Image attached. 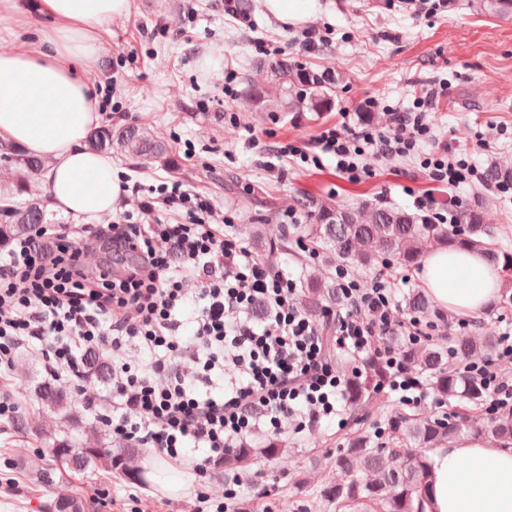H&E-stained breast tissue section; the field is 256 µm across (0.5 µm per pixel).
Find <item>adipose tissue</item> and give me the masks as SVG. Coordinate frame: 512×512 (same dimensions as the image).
Here are the masks:
<instances>
[{"label":"adipose tissue","instance_id":"obj_1","mask_svg":"<svg viewBox=\"0 0 512 512\" xmlns=\"http://www.w3.org/2000/svg\"><path fill=\"white\" fill-rule=\"evenodd\" d=\"M130 0H39L52 21L33 50H0V137L51 161L48 192L58 208L90 217L112 214L121 193L112 160L86 147L101 105L84 77L99 33ZM419 278L443 309L480 318L500 290L481 253L442 248L422 260ZM432 512H512V447L468 439L431 456Z\"/></svg>","mask_w":512,"mask_h":512}]
</instances>
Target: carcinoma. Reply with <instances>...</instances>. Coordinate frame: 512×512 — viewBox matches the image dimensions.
I'll use <instances>...</instances> for the list:
<instances>
[{"instance_id":"1","label":"carcinoma","mask_w":512,"mask_h":512,"mask_svg":"<svg viewBox=\"0 0 512 512\" xmlns=\"http://www.w3.org/2000/svg\"><path fill=\"white\" fill-rule=\"evenodd\" d=\"M257 69L262 74L261 82H247L244 94V103L255 112H323L332 105V83L316 72L292 66L286 59L261 62ZM114 146L134 162L160 161L171 151L168 144L144 128L120 127L109 122L94 128L88 136L91 151ZM46 165L43 157L0 141V173L12 179L15 188L0 204V244L45 222L46 213L39 199L32 196L31 182L23 172L36 175ZM23 194L30 199L16 200ZM296 206L314 219L312 224L295 227L297 238L309 241L314 252L326 248L342 262L408 267L441 247L479 251L501 266L502 301L512 305V255L493 243L482 208L476 204H460L456 209L461 235L438 224H419L413 215L389 207L364 204L340 208L310 194L296 198ZM302 303L312 316L323 319L329 308L339 303L336 282L321 273L309 276L304 283ZM406 308L417 316H454L452 312H440L421 289L408 296ZM448 341L458 360L486 359L498 345V338L489 334L450 336ZM398 351L407 365L428 375L437 398L452 404L456 412L442 417L401 413L382 389L384 369L377 363H366L364 370L351 378L344 396L356 416L372 412L387 418L392 435L389 441L373 447L370 438L356 429L345 437L346 448L336 455L330 470L314 474L317 492L334 512H425L433 490L428 452L456 442L467 429L477 436L484 432L476 415L482 390L473 379L456 371V359L448 357V350L439 344H400ZM86 375L106 383L112 379L111 364L103 351L89 356ZM18 395L35 398L44 410L56 416L65 437L57 441L50 454L60 473L79 474L91 481L97 470L103 469L144 482L143 469L138 466L140 449L104 448L94 433L85 435L76 448L69 444L73 396L67 387L44 380L19 386ZM490 432L497 439L512 442V414L495 418ZM54 505L56 512H96L97 502L93 497L62 494Z\"/></svg>"}]
</instances>
